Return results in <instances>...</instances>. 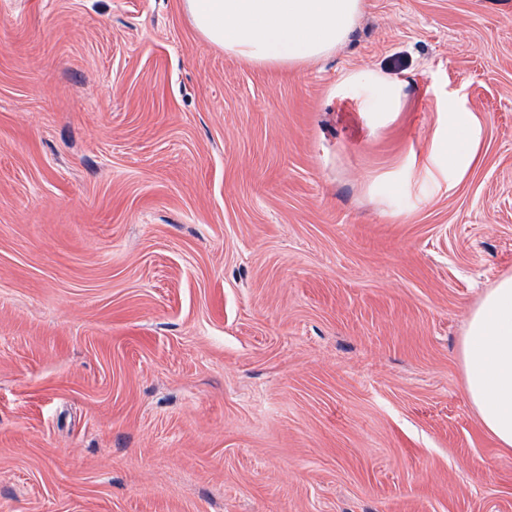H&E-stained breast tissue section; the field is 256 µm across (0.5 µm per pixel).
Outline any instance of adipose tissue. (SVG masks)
<instances>
[{
	"label": "adipose tissue",
	"mask_w": 512,
	"mask_h": 512,
	"mask_svg": "<svg viewBox=\"0 0 512 512\" xmlns=\"http://www.w3.org/2000/svg\"><path fill=\"white\" fill-rule=\"evenodd\" d=\"M365 0H185L196 30L226 53L262 67H298L346 42ZM349 84L370 90L369 112L400 111L406 84L373 71ZM465 393L498 448L512 452V276L500 279L469 317L461 343Z\"/></svg>",
	"instance_id": "ef3b65f1"
}]
</instances>
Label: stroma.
I'll return each mask as SVG.
<instances>
[{"mask_svg": "<svg viewBox=\"0 0 512 512\" xmlns=\"http://www.w3.org/2000/svg\"><path fill=\"white\" fill-rule=\"evenodd\" d=\"M505 275L512 0H365L297 68L0 0V512H512L459 358ZM349 85H356L371 91L365 101L366 112H400L406 97V83L399 79H386L374 71L353 73ZM450 112L455 111L449 110L448 113V167L456 170L468 166L471 161V155L463 144L468 121Z\"/></svg>", "mask_w": 512, "mask_h": 512, "instance_id": "35a3bbf8", "label": "stroma"}]
</instances>
